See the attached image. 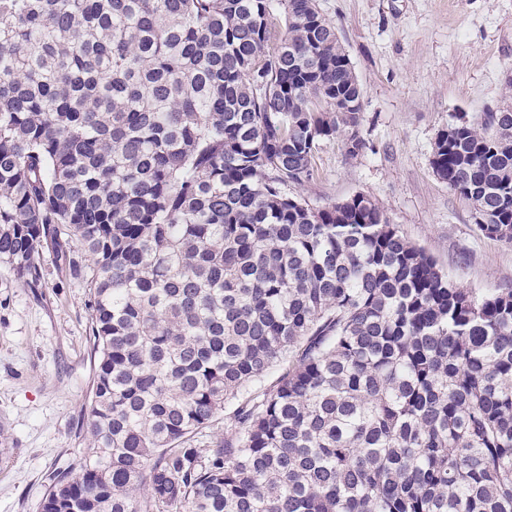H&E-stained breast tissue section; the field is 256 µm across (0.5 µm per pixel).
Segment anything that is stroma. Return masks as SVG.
Instances as JSON below:
<instances>
[{
    "label": "stroma",
    "mask_w": 512,
    "mask_h": 512,
    "mask_svg": "<svg viewBox=\"0 0 512 512\" xmlns=\"http://www.w3.org/2000/svg\"><path fill=\"white\" fill-rule=\"evenodd\" d=\"M363 91L362 149L325 141L289 195L325 207L374 200L461 287L512 288V246L483 237L469 201L431 168L455 120L512 104V0H317ZM41 287L0 262V512H41L54 476L86 446L94 369L90 294L51 250Z\"/></svg>",
    "instance_id": "stroma-1"
}]
</instances>
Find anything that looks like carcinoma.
<instances>
[{
    "mask_svg": "<svg viewBox=\"0 0 512 512\" xmlns=\"http://www.w3.org/2000/svg\"><path fill=\"white\" fill-rule=\"evenodd\" d=\"M361 121L317 0H0V261L38 288L50 246L91 296L87 448L42 512H512V288L286 191ZM432 168L512 246V110Z\"/></svg>",
    "mask_w": 512,
    "mask_h": 512,
    "instance_id": "cac0c4a2",
    "label": "carcinoma"
}]
</instances>
